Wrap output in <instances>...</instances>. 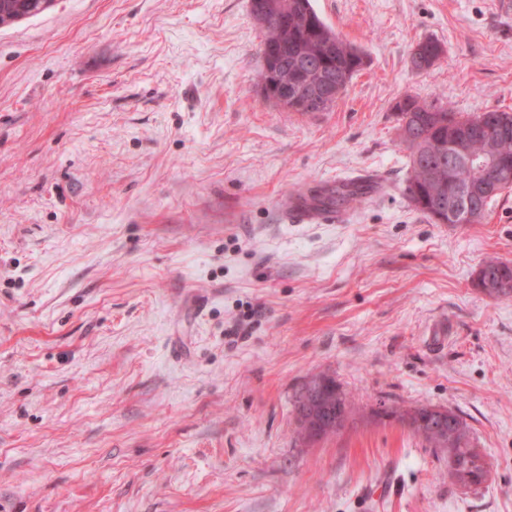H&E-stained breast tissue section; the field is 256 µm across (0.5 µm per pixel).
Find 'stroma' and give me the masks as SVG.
<instances>
[{
  "instance_id": "1",
  "label": "stroma",
  "mask_w": 512,
  "mask_h": 512,
  "mask_svg": "<svg viewBox=\"0 0 512 512\" xmlns=\"http://www.w3.org/2000/svg\"><path fill=\"white\" fill-rule=\"evenodd\" d=\"M313 6L366 56L315 116L264 99L249 0H55L0 29V512H512V297L474 286L512 261V188L432 223L392 112L512 110V17ZM356 175L345 223H280ZM319 373L361 412L308 443ZM421 407L469 425L484 484L377 415Z\"/></svg>"
}]
</instances>
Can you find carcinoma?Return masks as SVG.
Instances as JSON below:
<instances>
[{"mask_svg": "<svg viewBox=\"0 0 512 512\" xmlns=\"http://www.w3.org/2000/svg\"><path fill=\"white\" fill-rule=\"evenodd\" d=\"M303 2V10L311 20L310 25L288 30L281 28L274 20L262 25V44L288 42V52L279 61L277 77L291 80L303 63L319 51L323 54L322 78L326 85L341 75L352 77L362 70L364 56L361 49L344 41L324 23L314 9L312 0ZM42 3L43 0H0V25L31 17V12L39 9ZM393 112L399 138L409 152L405 192L415 208L436 224L439 223L438 197H443L446 204L464 201L460 191L470 180L465 161L456 160L450 171L448 161H440L436 153L439 145L443 151H448V129H466L470 137V149L474 152L483 151L488 142L492 141L500 154L512 159V129L505 134L490 126L487 117L495 114L493 110L464 115L446 104L421 101L406 95L404 102L395 103ZM358 195L359 191L354 188L338 187L321 196L319 202L332 205L339 201L354 200ZM482 267L490 280L487 295L511 298L512 263L491 257L484 261ZM323 379L334 385L341 398L330 403L325 400L317 402L312 408L301 400L297 410L298 423L302 426L313 415L312 410H317L316 417L323 420L319 426L321 437L327 438L338 432L336 414H347L349 404L347 394L333 378L325 375ZM427 411L428 408L422 407L410 415L413 420L420 418L423 421V425L412 428V432L423 438L428 447L448 457V477L451 481L459 482V474L464 473L472 486L485 482L484 471L472 460L473 444L466 422L450 409L445 423L440 424L434 419H428Z\"/></svg>", "mask_w": 512, "mask_h": 512, "instance_id": "1", "label": "carcinoma"}]
</instances>
